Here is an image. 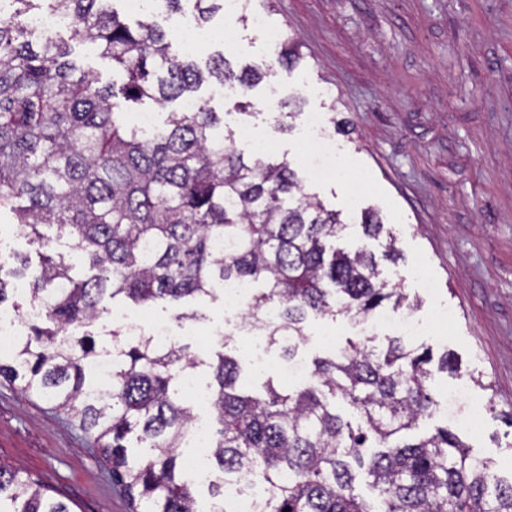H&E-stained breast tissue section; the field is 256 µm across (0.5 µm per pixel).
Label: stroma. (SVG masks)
Listing matches in <instances>:
<instances>
[{
  "instance_id": "35a3bbf8",
  "label": "stroma",
  "mask_w": 512,
  "mask_h": 512,
  "mask_svg": "<svg viewBox=\"0 0 512 512\" xmlns=\"http://www.w3.org/2000/svg\"><path fill=\"white\" fill-rule=\"evenodd\" d=\"M294 34L303 58L279 65L254 23ZM229 41L197 49L199 63L224 54L234 70L247 66L272 75L250 88L201 86L198 95L224 118L244 154L274 142L276 159L289 160L305 193L347 215L339 247L366 246L390 284L402 288L417 309L376 310L381 325L371 333L344 317L312 318L296 357L311 365L335 348L371 344L384 349L394 325L411 317L424 330L411 346L450 354L456 373L435 372L431 391L439 403L423 429H458L473 455L492 459L512 475V0H240L216 17ZM265 27V28H266ZM72 60L100 85H121L99 48L73 42ZM298 101L300 113L282 115L280 105ZM346 119L352 136L335 135L343 171L316 174L306 115ZM290 122L288 131L280 123ZM384 222L378 238L366 237L365 211ZM394 243L397 261L386 260ZM204 313L185 323L189 335L224 330L225 349L242 368L253 391L281 378L287 363L277 348L255 346L223 299L189 301ZM448 320L438 323V310ZM484 407L478 430L459 428L444 392ZM0 461L21 467L50 487L71 512H130L97 448L51 403L0 382Z\"/></svg>"
}]
</instances>
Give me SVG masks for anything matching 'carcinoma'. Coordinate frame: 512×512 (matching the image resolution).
I'll list each match as a JSON object with an SVG mask.
<instances>
[{"label":"carcinoma","mask_w":512,"mask_h":512,"mask_svg":"<svg viewBox=\"0 0 512 512\" xmlns=\"http://www.w3.org/2000/svg\"><path fill=\"white\" fill-rule=\"evenodd\" d=\"M109 0H48L67 14L71 36L98 45L126 82L98 86L69 60V45L25 24L34 0H11L0 18V209L39 244L38 268L12 256L0 274V307L15 281L44 307L0 356V378L54 403L90 436L132 512H200L198 496L224 502L232 483L254 475L268 489L259 512H512V477L438 428L413 438L429 415L433 357L397 338L379 352L364 345L313 361L312 382L290 390L272 380L262 394L239 386L238 362L222 348L204 360L188 348L153 345L114 326L91 331L112 303L150 305L216 296L224 283L261 280L242 317L248 330L288 358L311 316L361 319L385 303L407 306L364 248L327 250L347 223L303 192L290 162L244 156L232 135L216 137L218 113L205 100L168 113L147 135L125 121L116 98L165 106L204 83L250 87L270 71L240 72L219 55L200 66L156 23L132 28ZM170 13L193 4L189 22L209 27L223 0H160ZM300 44L286 37L279 62L293 67ZM56 229L72 241L82 269L50 252ZM364 235L383 223L374 211ZM201 376L212 393V478L197 481L182 454L194 409L179 386ZM357 422L336 413V401ZM378 489L372 504L355 493L354 468ZM0 512H71L18 467L0 465Z\"/></svg>","instance_id":"carcinoma-1"}]
</instances>
